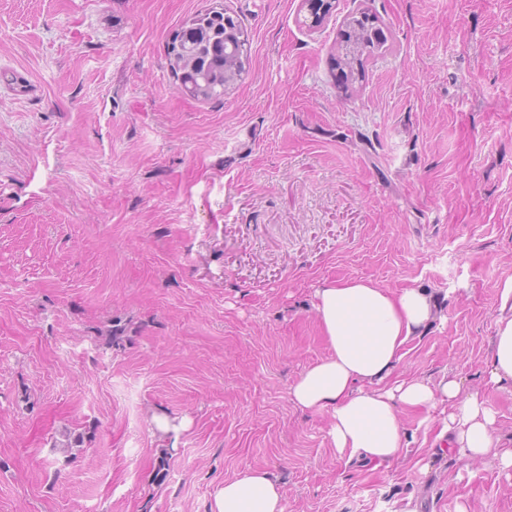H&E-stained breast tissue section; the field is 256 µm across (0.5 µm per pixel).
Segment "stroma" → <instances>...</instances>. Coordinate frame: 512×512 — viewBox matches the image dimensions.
<instances>
[{
    "mask_svg": "<svg viewBox=\"0 0 512 512\" xmlns=\"http://www.w3.org/2000/svg\"><path fill=\"white\" fill-rule=\"evenodd\" d=\"M251 43L223 98L182 93L174 32ZM388 41L336 84L348 18ZM0 0V512H209L249 466L286 512H512L431 412L390 468L343 464L291 385L329 346L324 282L434 293L401 379L485 390L512 279V0ZM169 420L160 431L155 417ZM164 479H157V468Z\"/></svg>",
    "mask_w": 512,
    "mask_h": 512,
    "instance_id": "35a3bbf8",
    "label": "stroma"
}]
</instances>
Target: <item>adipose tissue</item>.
<instances>
[{
    "instance_id": "ef3b65f1",
    "label": "adipose tissue",
    "mask_w": 512,
    "mask_h": 512,
    "mask_svg": "<svg viewBox=\"0 0 512 512\" xmlns=\"http://www.w3.org/2000/svg\"><path fill=\"white\" fill-rule=\"evenodd\" d=\"M316 314L329 354L291 386L292 402L328 414L327 438L338 460L379 466L405 450V410L447 408L439 438L464 462L492 456L512 476V448L501 445L495 415L480 391L462 393L455 379L397 380L407 344L430 323L434 298L420 288L390 290L365 279L336 280L316 291ZM512 383V280L500 293L487 386ZM210 512H285L275 475L245 468L212 495Z\"/></svg>"
}]
</instances>
